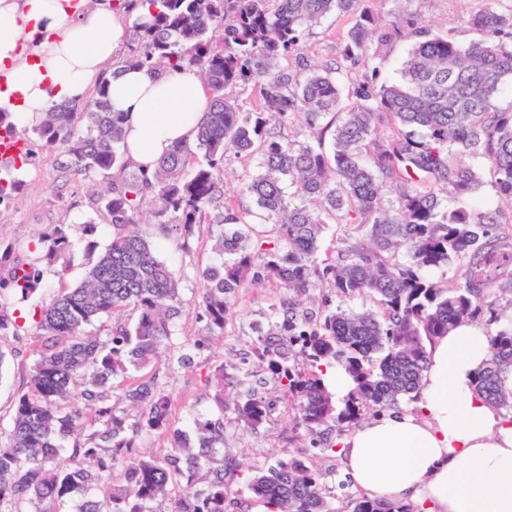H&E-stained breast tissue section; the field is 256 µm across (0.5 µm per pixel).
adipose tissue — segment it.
<instances>
[{
  "label": "adipose tissue",
  "mask_w": 512,
  "mask_h": 512,
  "mask_svg": "<svg viewBox=\"0 0 512 512\" xmlns=\"http://www.w3.org/2000/svg\"><path fill=\"white\" fill-rule=\"evenodd\" d=\"M147 12L122 0H0V112L22 131L53 105L104 90L125 115L128 159L153 172L175 143L193 141L209 98L193 65L113 67L128 26ZM489 356L476 323L437 339L409 407L338 440L352 485L421 512H512V414L474 390Z\"/></svg>",
  "instance_id": "adipose-tissue-1"
}]
</instances>
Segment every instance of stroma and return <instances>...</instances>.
<instances>
[{
    "label": "stroma",
    "instance_id": "stroma-1",
    "mask_svg": "<svg viewBox=\"0 0 512 512\" xmlns=\"http://www.w3.org/2000/svg\"><path fill=\"white\" fill-rule=\"evenodd\" d=\"M488 5L487 0H359L358 10L372 12L386 19L396 15L417 16L430 33H450L460 44L478 39L477 31L467 26V19ZM354 23L350 14L333 13L320 23L303 29L300 49L308 63L326 67L333 65ZM32 172L13 204L0 206V241H28L49 224L79 225L97 219L100 186L80 176H70L59 168L54 152L36 149L29 164ZM211 226H203L188 249H181L173 239L155 234L158 256L172 264L182 298V312L175 322V341L208 338L209 347L202 353L196 368L165 376L164 387L171 399L176 427L192 431L196 417L215 414L204 385L209 369L220 362L231 361L249 350L255 330L264 324L265 314L274 298V288H256L242 293L223 335H208L198 320L202 290L199 267L215 262L211 251ZM83 242H76L71 265L65 277H58L57 267L44 265L45 286L21 306L24 316L48 303L62 289L75 287L84 274ZM35 328L10 341L0 349V446L8 443V430L18 395L25 390L35 356ZM293 415L285 399H278L267 428L257 434L230 429L225 444L236 452L265 464H273L288 449V436Z\"/></svg>",
    "mask_w": 512,
    "mask_h": 512
}]
</instances>
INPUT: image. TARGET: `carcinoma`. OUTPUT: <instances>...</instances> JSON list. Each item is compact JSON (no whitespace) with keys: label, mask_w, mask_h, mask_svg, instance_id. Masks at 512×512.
<instances>
[{"label":"carcinoma","mask_w":512,"mask_h":512,"mask_svg":"<svg viewBox=\"0 0 512 512\" xmlns=\"http://www.w3.org/2000/svg\"><path fill=\"white\" fill-rule=\"evenodd\" d=\"M147 2L150 19L135 20L137 45L126 63L194 64L209 105L194 144H175L149 177L128 172L123 116L102 90L91 101L51 107L31 128L63 171L99 182L114 232L100 253L93 221L55 224L25 250L13 242L0 249L1 347L24 331L6 305L43 287L41 262L62 261L64 276L74 235L86 240L82 280L52 297L36 322L27 390L15 403L10 443L0 448V512H56L65 501L71 512H156L165 500L171 512H248V501L227 490L244 471L266 512H422L365 494L336 508L332 472L315 458L338 454V437L367 411L413 399L428 368L426 345L483 312L497 328L474 387L512 414V234L501 231L499 212L480 204L482 179L467 162L484 159L498 196L512 204V108L497 101L512 79V12L489 6L470 16L466 24L483 39L461 45L422 30L412 16L386 25L363 11L336 65L316 69L298 54L300 30L352 12L357 0ZM403 31L419 41L401 81L383 82L381 47ZM359 64L371 77L343 107L341 77ZM248 84L262 99L255 112L232 99ZM329 114L336 121L321 124ZM299 117L315 143L283 140ZM229 153L242 163L238 181L253 209L224 196ZM23 187L16 174L0 179V204ZM147 199L154 226L184 246L201 225L216 227L220 261L198 270L199 320L209 333L224 335L244 290L270 285L279 294L252 343L257 367H246V357L215 366L217 413L195 419L191 434L175 427L159 374L193 368L205 341H173L181 297L174 270L138 220ZM331 220L340 247L321 259ZM455 264L462 281L435 275ZM314 288L326 292L321 309L304 304ZM333 296L368 299L374 308H333ZM336 365L354 382L340 401L324 382ZM270 379L293 413V441L311 453L290 451L266 466L228 455L224 435L231 424L255 434L269 424ZM146 435L167 438L166 453L140 452Z\"/></svg>","instance_id":"obj_1"}]
</instances>
